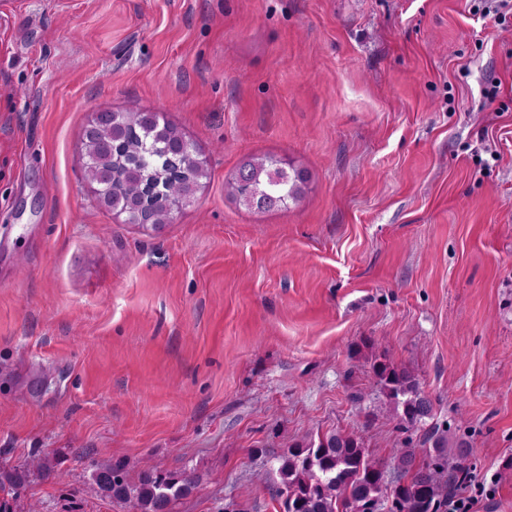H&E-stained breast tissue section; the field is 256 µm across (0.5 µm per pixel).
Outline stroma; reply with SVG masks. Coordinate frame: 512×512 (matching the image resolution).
I'll return each instance as SVG.
<instances>
[{"instance_id": "stroma-1", "label": "stroma", "mask_w": 512, "mask_h": 512, "mask_svg": "<svg viewBox=\"0 0 512 512\" xmlns=\"http://www.w3.org/2000/svg\"><path fill=\"white\" fill-rule=\"evenodd\" d=\"M469 0H0V470L20 512H135L92 466L280 512L278 453L332 429L393 468L370 367L410 368L512 512V27ZM500 83L487 101L485 88ZM156 112L209 179L161 231L102 209L91 112ZM299 203L224 193L247 155ZM254 163L263 170L256 173L255 167H250L252 178L254 179L261 197L258 199L256 207L248 208L250 211L266 212L281 208L282 200L299 202L303 199L308 182L307 172L303 169L288 167V174L282 175V180H275L273 174L277 162L272 158L262 156H249ZM31 474L33 472L27 464L0 472V492L4 494L2 504L0 498V512H16L14 503L17 499L18 489L25 485ZM6 496H10V498H6Z\"/></svg>"}]
</instances>
